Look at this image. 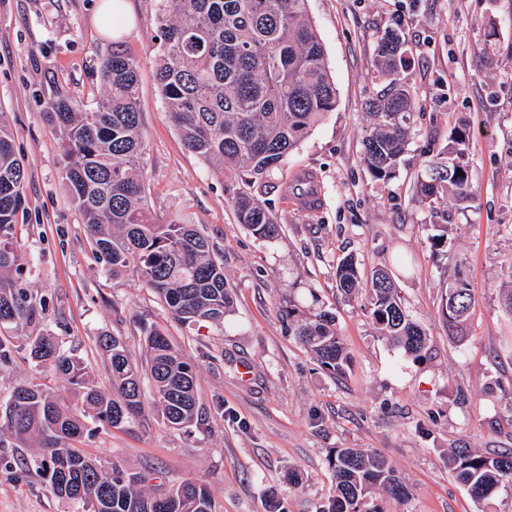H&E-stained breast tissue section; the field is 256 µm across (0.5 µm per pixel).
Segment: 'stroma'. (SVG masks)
I'll return each instance as SVG.
<instances>
[{
  "instance_id": "stroma-1",
  "label": "stroma",
  "mask_w": 512,
  "mask_h": 512,
  "mask_svg": "<svg viewBox=\"0 0 512 512\" xmlns=\"http://www.w3.org/2000/svg\"><path fill=\"white\" fill-rule=\"evenodd\" d=\"M97 3L0 0V113L28 168L15 240L29 265L24 286L42 308L30 327L0 325V339L13 347L9 363L0 364V405L33 379L68 391L65 380L35 367L28 337L43 330L59 336L106 391L100 334L122 337L138 359L144 321L194 365L198 421L186 431L158 416L145 426L102 427L83 438L87 454L168 485L196 481L216 512H264L272 493L289 512H315L333 493L331 450L361 448L385 456L410 490L401 503L377 496L383 512H512V492L475 502L448 466L454 448H512V315L503 307L500 272L512 255V0H308L337 103L255 189L280 226L273 239L238 224L231 203L237 180L188 152L169 120L151 61L158 0H127L130 15L117 37L96 25ZM390 29L406 40L398 78L414 111L396 174L379 181L362 160V139L371 129L368 107L389 83L374 61ZM118 46L142 60L150 209L208 237L233 300L223 325H180L131 273L105 272L59 177L60 141L44 119L47 107L60 93L95 107L103 94L99 63ZM460 124L471 133L473 195L430 203L417 184ZM303 169L323 186L312 212L284 194ZM439 210L448 213V240L437 248L431 237ZM346 257L366 277L388 269L406 311L428 332L420 357L380 336L366 295L349 299L337 290L336 266ZM457 275L475 302L463 327L451 328L441 307ZM323 310L335 315L349 354L339 374L322 369L288 331ZM33 454L0 439V512H78L27 466Z\"/></svg>"
}]
</instances>
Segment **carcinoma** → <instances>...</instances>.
Segmentation results:
<instances>
[{"label": "carcinoma", "mask_w": 512, "mask_h": 512, "mask_svg": "<svg viewBox=\"0 0 512 512\" xmlns=\"http://www.w3.org/2000/svg\"><path fill=\"white\" fill-rule=\"evenodd\" d=\"M158 5L162 44L153 65L165 112L188 152L241 180L243 187L232 197L238 223L261 238L277 236L278 224L251 188L336 108V86L308 0H158ZM405 44L398 31H386L377 46L376 68L397 73L405 63ZM140 65V59L114 48L101 65L104 94L96 107L66 95L50 103L45 116L61 142L60 178L104 270L131 272L182 324H221L230 307L224 264L196 225L157 220L149 211L137 108ZM371 109L363 162L373 178L387 181L409 144V91L393 80ZM469 144V129L453 128L442 157L428 165L417 189L431 203L447 192L461 199L472 195ZM27 177L12 131L0 120V324L20 329L39 316L13 278L25 267L15 226ZM336 282L348 297L359 293L353 259L338 264ZM366 290L380 335L420 356L427 333L406 314L389 274L374 271ZM446 299L455 301L456 312L448 315L443 304L445 321L466 322L474 303L467 282L453 279ZM293 335L327 370L340 372L348 361L327 312L298 322ZM142 336L146 355L138 363L120 338L100 335L111 371L109 394L88 383L84 361L63 349L51 332L28 337L31 360L63 378L71 398L32 380L13 389L0 409V422L21 446L40 448L34 460L39 476L54 496L81 504L83 512H215L206 489L194 481L149 493L145 475L129 473L115 461L106 466L75 446L89 420L121 429L147 421L152 408L175 429L197 419L192 367L161 329L145 326ZM448 462L477 502L512 486L511 448L490 454L457 448ZM328 464L335 491L317 512H383L373 498L377 490L395 500L409 498L396 469L376 453L337 448Z\"/></svg>", "instance_id": "carcinoma-1"}]
</instances>
